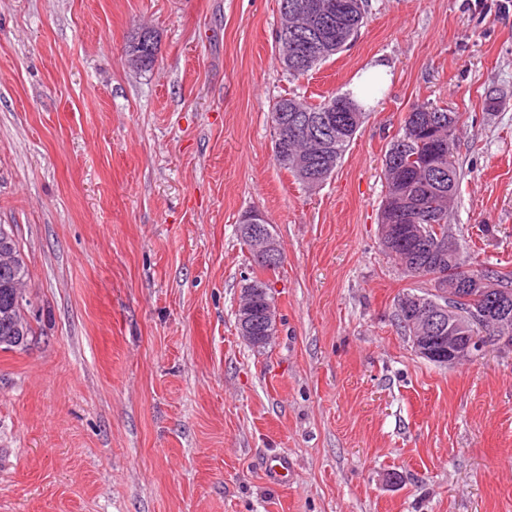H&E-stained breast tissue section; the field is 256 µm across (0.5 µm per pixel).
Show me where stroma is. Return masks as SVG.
I'll return each instance as SVG.
<instances>
[{
    "mask_svg": "<svg viewBox=\"0 0 512 512\" xmlns=\"http://www.w3.org/2000/svg\"><path fill=\"white\" fill-rule=\"evenodd\" d=\"M367 11L295 78L279 0H0V224L38 333L0 349V512H512V349L417 355L397 300L434 286L378 226L406 114L444 106L462 115L452 234L512 270V0ZM143 26L148 72L125 63ZM379 63L335 172L295 182L273 103L353 91ZM251 209L284 255L259 351L235 326ZM276 456L283 484L265 475ZM130 47H135L140 53V70L148 71L153 68L156 61L155 36L148 27H143L140 32L131 37Z\"/></svg>",
    "mask_w": 512,
    "mask_h": 512,
    "instance_id": "obj_1",
    "label": "stroma"
}]
</instances>
